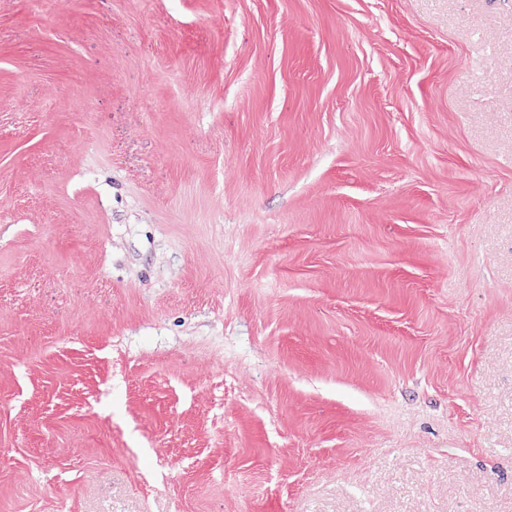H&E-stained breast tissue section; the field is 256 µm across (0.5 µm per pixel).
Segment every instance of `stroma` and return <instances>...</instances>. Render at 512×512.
I'll list each match as a JSON object with an SVG mask.
<instances>
[{
	"label": "stroma",
	"instance_id": "stroma-1",
	"mask_svg": "<svg viewBox=\"0 0 512 512\" xmlns=\"http://www.w3.org/2000/svg\"><path fill=\"white\" fill-rule=\"evenodd\" d=\"M0 512H512V0H0Z\"/></svg>",
	"mask_w": 512,
	"mask_h": 512
}]
</instances>
